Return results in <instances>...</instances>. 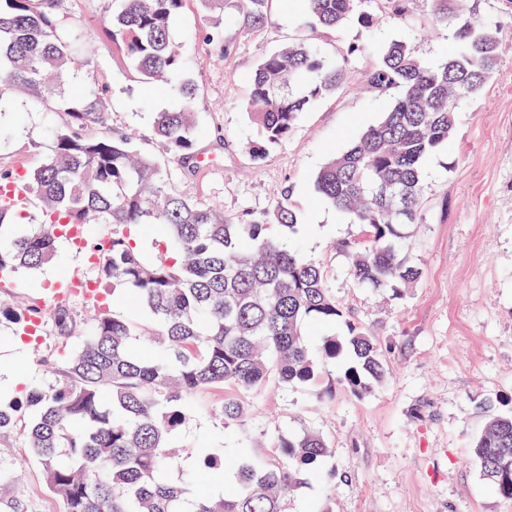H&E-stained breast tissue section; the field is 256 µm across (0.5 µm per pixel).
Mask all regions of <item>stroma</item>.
<instances>
[{"mask_svg": "<svg viewBox=\"0 0 512 512\" xmlns=\"http://www.w3.org/2000/svg\"><path fill=\"white\" fill-rule=\"evenodd\" d=\"M107 10V0H65L63 15L86 35L91 69L111 87L113 127L132 134L170 171L181 194L223 205L226 216L267 210L290 188L299 222L292 241L322 263L328 287L349 315L345 322L310 326L311 349L323 337L347 335L352 321L380 339L386 357L385 384L361 398L334 387L336 366L315 383L265 390L253 398L243 433L223 428L213 416L222 391H202L191 399L192 416L181 429L182 455H198L220 441L227 467L244 456L266 462L279 435L313 429L323 434L331 454L291 494L288 512H512V500L483 479L470 453L486 424L482 403L512 413V12L498 0H481L478 19L503 32L500 63L480 94L458 104L453 138L424 164L421 220L400 245L401 256L422 275L396 293L353 282L337 245L360 239L361 228L326 204L313 180L331 153L386 110L387 100L364 90L365 73L383 43L407 40L432 64L457 50L451 29L435 23L426 0H409L402 18L377 0L374 27L350 24L319 37L330 58L357 46L347 81L301 113L288 137L258 161L247 151L255 137L244 108L249 77L262 54L307 37L305 2L272 0L268 23L258 31L245 29L234 8H227L220 51L200 36L211 17L198 0H186L172 37L199 88L202 133L194 146V171L153 140L154 113L176 107L178 100L169 84L141 79L103 36ZM64 122L63 113L34 107L0 116V125L11 131L9 142L0 145V167L23 173L36 165L49 131ZM88 271L85 252L63 238L51 266L1 280L0 299L33 296L49 305L72 276ZM70 308L79 326L70 336L45 328L22 337L14 328L0 329V366L19 367L31 387L52 383L57 367L80 345L81 327L100 309L117 316L138 313L128 285H103L95 299L72 298ZM330 386L335 394L328 398L324 391ZM25 436L20 422L0 439V505L62 512Z\"/></svg>", "mask_w": 512, "mask_h": 512, "instance_id": "35a3bbf8", "label": "stroma"}]
</instances>
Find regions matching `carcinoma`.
Segmentation results:
<instances>
[{
    "instance_id": "obj_1",
    "label": "carcinoma",
    "mask_w": 512,
    "mask_h": 512,
    "mask_svg": "<svg viewBox=\"0 0 512 512\" xmlns=\"http://www.w3.org/2000/svg\"><path fill=\"white\" fill-rule=\"evenodd\" d=\"M260 28L270 0H199L224 15L226 2ZM103 34L129 58L144 80L178 76L181 106L156 113L155 139L177 160L195 158L198 88L187 73L173 23L185 0H109ZM63 0H0V112L32 101L65 114L50 133L41 163L24 176L37 212L14 222L17 208L0 202V277L51 263L63 229L78 225L90 240L95 283L133 287L138 309L160 347L155 360L131 349L139 323L99 311L52 385L34 387L0 407V437L16 413L29 411L27 447L41 464L63 512H288V496L328 457L314 430L283 435L278 459L236 463L235 487L217 499L193 498L191 478L172 482L177 436L187 403L200 391L220 389L214 415L224 428L245 429L250 397L271 385L288 389L313 381L326 364L349 354L341 385L363 397L387 378L379 340L352 326L349 335L323 338L319 354L306 339L311 323L333 324L343 310L325 285L321 263L271 235L297 231L289 192L273 208L237 219L219 206L180 194L168 173L143 155L123 132L112 131L110 86L90 70L77 35L61 28ZM368 0H306L305 26L335 33L355 20L374 24ZM436 24L452 26L459 53L425 64L405 41L380 48L366 74L375 97H392L380 119L339 152L315 178L320 197L362 227L359 242L345 245L354 281L370 288H408L419 268L398 258L404 230L418 222L424 160L453 136L455 103L480 92L495 73L500 30L463 13L460 0H427ZM356 48L329 59L305 40L263 54L250 80L246 104L257 136L248 146L260 160L288 137L299 113L334 95L347 77ZM89 79L75 99L70 85ZM156 224L167 234L165 254L145 259L127 228ZM104 226L112 235L102 236ZM51 321L70 336L69 309L36 302L0 304V326ZM472 453L482 476L512 499V415L485 424ZM205 470L224 469V456L203 449Z\"/></svg>"
}]
</instances>
